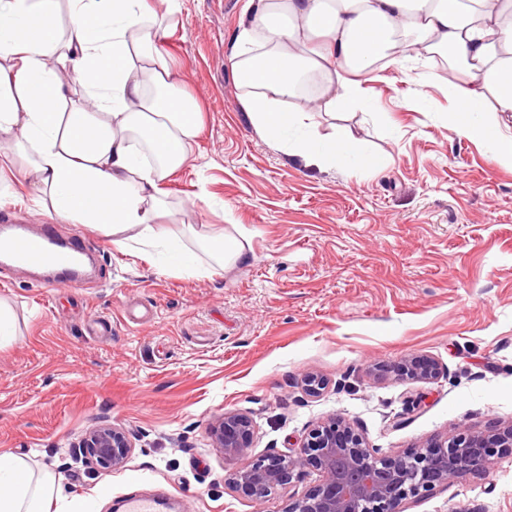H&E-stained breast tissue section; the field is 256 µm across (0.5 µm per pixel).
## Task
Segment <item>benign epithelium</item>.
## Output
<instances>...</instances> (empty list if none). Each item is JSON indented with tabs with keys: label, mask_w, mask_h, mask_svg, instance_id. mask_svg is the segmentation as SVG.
<instances>
[{
	"label": "benign epithelium",
	"mask_w": 512,
	"mask_h": 512,
	"mask_svg": "<svg viewBox=\"0 0 512 512\" xmlns=\"http://www.w3.org/2000/svg\"><path fill=\"white\" fill-rule=\"evenodd\" d=\"M411 380H435L443 374L439 363L411 357L398 368ZM305 391L316 396L327 387L317 373L303 376ZM211 445L234 459L253 448L254 427L245 414L227 411L210 430ZM78 447L114 469L125 466L133 447L125 433L110 425L87 431ZM512 449V424L490 425L482 432L464 430L444 442H431L407 454L380 457L362 435L341 417H332L309 430L296 453L270 454L233 471L228 485L263 503L278 488L291 483L295 472L308 468L319 479L288 512H403L410 497L431 494L460 475L494 464L499 449Z\"/></svg>",
	"instance_id": "obj_1"
}]
</instances>
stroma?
<instances>
[{"mask_svg": "<svg viewBox=\"0 0 512 512\" xmlns=\"http://www.w3.org/2000/svg\"><path fill=\"white\" fill-rule=\"evenodd\" d=\"M246 0H180L159 13L180 89L202 114L190 155L163 188L168 228L190 250L245 230L250 247L209 276L165 274L162 254L86 224L49 222L12 144H0V225L23 215L79 241L100 267L81 289L0 265V307L14 336L0 346V454L54 479L57 497L117 512L132 492H166L174 512H287L318 476L302 470L264 503L226 478L251 457L297 449L308 430L348 420L380 455L512 422V168L450 129L448 99L414 77H363L369 112L317 114L320 134L353 127L381 172L318 168L258 131L243 107L230 47ZM426 356L444 373L401 379ZM313 371L327 388L312 397ZM249 415L250 456L226 461L209 429ZM101 424L122 428L125 467L72 451ZM109 486L107 497L95 495ZM405 512H512V453L462 474Z\"/></svg>", "mask_w": 512, "mask_h": 512, "instance_id": "1", "label": "stroma"}]
</instances>
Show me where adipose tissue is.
<instances>
[{
  "label": "adipose tissue",
  "instance_id": "1",
  "mask_svg": "<svg viewBox=\"0 0 512 512\" xmlns=\"http://www.w3.org/2000/svg\"><path fill=\"white\" fill-rule=\"evenodd\" d=\"M149 0H0V139L48 195L50 218L135 231L161 250L164 271L194 273L199 259L160 224L161 185L187 160L200 127L194 99L156 48ZM452 56L442 77L450 128L512 165V0H247L232 69L247 88L254 126L288 152L324 166L361 148L351 128L322 137L313 113L367 109L361 79L376 64L410 70ZM322 84L309 105L284 108L302 76ZM79 82L85 103H66ZM54 481L0 455V512H87L84 497L54 505Z\"/></svg>",
  "mask_w": 512,
  "mask_h": 512
}]
</instances>
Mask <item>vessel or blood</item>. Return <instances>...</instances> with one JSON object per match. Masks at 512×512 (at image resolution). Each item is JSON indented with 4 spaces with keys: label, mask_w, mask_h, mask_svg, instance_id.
<instances>
[{
    "label": "vessel or blood",
    "mask_w": 512,
    "mask_h": 512,
    "mask_svg": "<svg viewBox=\"0 0 512 512\" xmlns=\"http://www.w3.org/2000/svg\"><path fill=\"white\" fill-rule=\"evenodd\" d=\"M0 255L24 270L56 269L62 287L78 288L82 285L76 272L80 261L77 251L58 246L47 235H32L23 220L0 227Z\"/></svg>",
    "instance_id": "vessel-or-blood-1"
}]
</instances>
